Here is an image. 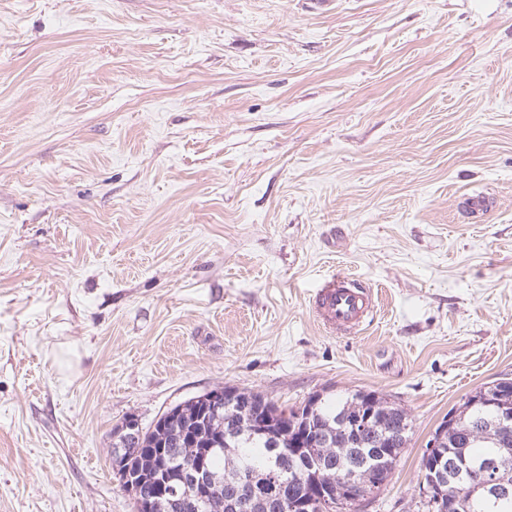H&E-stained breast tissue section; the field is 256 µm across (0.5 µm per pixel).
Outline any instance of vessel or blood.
Wrapping results in <instances>:
<instances>
[{
	"instance_id": "vessel-or-blood-1",
	"label": "vessel or blood",
	"mask_w": 512,
	"mask_h": 512,
	"mask_svg": "<svg viewBox=\"0 0 512 512\" xmlns=\"http://www.w3.org/2000/svg\"><path fill=\"white\" fill-rule=\"evenodd\" d=\"M373 309L372 289L344 272L327 277L312 300L315 318L337 335L359 333L372 319Z\"/></svg>"
}]
</instances>
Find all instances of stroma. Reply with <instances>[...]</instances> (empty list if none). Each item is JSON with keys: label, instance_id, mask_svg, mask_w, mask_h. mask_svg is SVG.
<instances>
[{"label": "stroma", "instance_id": "35a3bbf8", "mask_svg": "<svg viewBox=\"0 0 512 512\" xmlns=\"http://www.w3.org/2000/svg\"><path fill=\"white\" fill-rule=\"evenodd\" d=\"M339 271L354 336L310 308ZM503 377L512 0H0V512H134L113 429L224 385L399 403L361 512H408ZM373 290L337 272L327 277L312 299V312L325 330L337 335H355L373 315Z\"/></svg>", "mask_w": 512, "mask_h": 512}]
</instances>
